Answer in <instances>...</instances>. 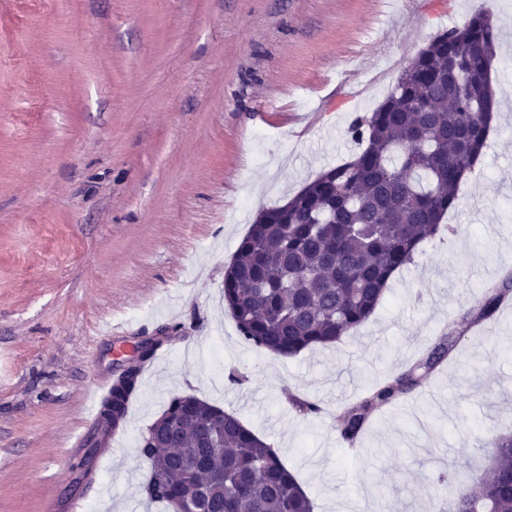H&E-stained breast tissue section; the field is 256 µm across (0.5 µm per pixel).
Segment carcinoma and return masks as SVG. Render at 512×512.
Instances as JSON below:
<instances>
[{
    "instance_id": "carcinoma-1",
    "label": "carcinoma",
    "mask_w": 512,
    "mask_h": 512,
    "mask_svg": "<svg viewBox=\"0 0 512 512\" xmlns=\"http://www.w3.org/2000/svg\"><path fill=\"white\" fill-rule=\"evenodd\" d=\"M494 42L483 12L438 33L385 101L351 123L360 148L352 160L322 171L286 204L258 212L224 270V305L245 343L292 357L339 342L368 321L392 274L412 262L421 243L454 232L442 219L486 147L493 119ZM511 295L509 278L482 299L480 318H493ZM446 340L345 408L336 419L341 438L355 442L374 410L427 382L448 355ZM141 377L139 367L134 383L112 382L100 412L104 428L124 425ZM175 412L194 420L169 441L155 440L152 424L138 441L146 502L173 509L193 489L207 512H314L275 449L237 416L192 395L172 398L161 417ZM198 422L213 447H199ZM492 445L491 476L476 490L461 491L455 473L438 476L448 487V512H512V435ZM101 448L96 437L88 444L78 483Z\"/></svg>"
}]
</instances>
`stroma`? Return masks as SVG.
<instances>
[{
	"label": "stroma",
	"instance_id": "35a3bbf8",
	"mask_svg": "<svg viewBox=\"0 0 512 512\" xmlns=\"http://www.w3.org/2000/svg\"><path fill=\"white\" fill-rule=\"evenodd\" d=\"M0 0V512H63L83 449L64 446L114 378L116 350L176 328L142 377L87 512L147 504L138 438L171 397L235 413L276 448L315 512H446L439 473L486 479L512 433V0ZM497 30L499 105L445 223L339 344L257 351L224 308V268L256 214L358 151L438 32L474 12ZM362 70L359 84L346 82ZM113 317L123 339L101 335ZM449 332L430 383L372 415L351 457L336 412ZM319 411L301 415L291 393ZM511 293L512 279L509 278L495 292L489 293L482 299L480 303V318L484 320L492 319L501 304L511 296Z\"/></svg>",
	"mask_w": 512,
	"mask_h": 512
}]
</instances>
